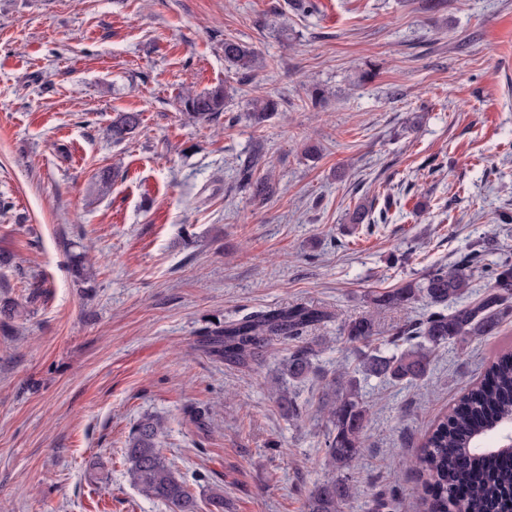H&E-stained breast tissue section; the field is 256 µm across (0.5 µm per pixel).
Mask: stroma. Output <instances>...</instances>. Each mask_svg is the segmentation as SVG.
I'll list each match as a JSON object with an SVG mask.
<instances>
[{"instance_id":"stroma-1","label":"stroma","mask_w":512,"mask_h":512,"mask_svg":"<svg viewBox=\"0 0 512 512\" xmlns=\"http://www.w3.org/2000/svg\"><path fill=\"white\" fill-rule=\"evenodd\" d=\"M313 2L309 15L288 0H0V309L18 306L0 312V512H169L126 474L148 415L198 501L217 488L224 512H302L330 476L321 378L357 362L343 322L476 247L483 285L512 251L498 219L512 210V0ZM228 39L263 69L240 80ZM219 85L226 114L183 124L179 93ZM260 94L279 107L257 124ZM127 111L142 125L113 143ZM256 154L276 182L264 201L239 183ZM385 194L386 223H349ZM297 303L332 318L306 334L316 372L292 421L270 392L290 341L244 368L204 334ZM510 348L512 323L442 345L418 386L362 381L348 512L393 481L399 512H421L401 461Z\"/></svg>"}]
</instances>
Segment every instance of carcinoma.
Instances as JSON below:
<instances>
[{"label":"carcinoma","mask_w":512,"mask_h":512,"mask_svg":"<svg viewBox=\"0 0 512 512\" xmlns=\"http://www.w3.org/2000/svg\"><path fill=\"white\" fill-rule=\"evenodd\" d=\"M224 61L250 74L263 58L242 43L224 40ZM231 88L217 86L201 92L186 90L179 95L180 111L192 123H209L224 112ZM278 110V102L258 96L249 102L256 124ZM142 123L139 112H117L112 117V141L121 142ZM259 158L239 172L242 187L265 199L273 193L269 178L254 176ZM376 199L359 204L349 217L352 224H384L391 203L375 210ZM471 260L453 266L433 265L418 280L378 293L370 299L372 309L343 323L344 344L358 353L355 372L341 371L322 384L319 401L327 410L331 428L325 439L326 459L331 470H344L361 454L367 409L360 379L384 378L394 384L413 386L425 380L432 358L446 343H464L492 336L512 321V254L500 259L491 270L484 289H473ZM426 312L407 321L386 336L379 333L377 317L386 310L407 311L419 301ZM330 315L313 306L296 304L264 311L230 322L208 332L211 353L240 367L256 362L272 340L297 342L282 360L275 378L276 403L289 418H302L296 394L289 382H301L314 372L312 348L298 344L304 333L324 323ZM512 417V350L500 353L487 366L481 381L465 392L457 404L438 419L422 443L416 458L421 477L424 512H512V460L490 453L468 451L483 434ZM159 421L144 417L132 428L125 445L130 482L146 497L171 512H199V504L187 482L167 462L158 437ZM350 499L349 485L332 478L310 491L304 512H344ZM397 487L392 494H378L371 512H396Z\"/></svg>","instance_id":"cac0c4a2"}]
</instances>
